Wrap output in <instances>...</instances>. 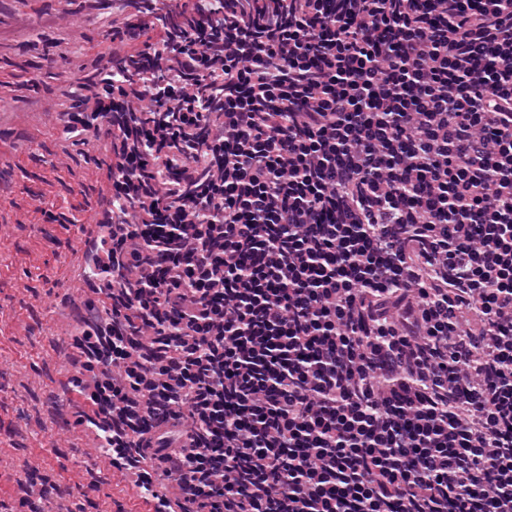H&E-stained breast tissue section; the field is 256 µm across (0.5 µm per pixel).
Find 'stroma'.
I'll use <instances>...</instances> for the list:
<instances>
[{"instance_id": "1", "label": "stroma", "mask_w": 512, "mask_h": 512, "mask_svg": "<svg viewBox=\"0 0 512 512\" xmlns=\"http://www.w3.org/2000/svg\"><path fill=\"white\" fill-rule=\"evenodd\" d=\"M90 3L0 0V512H55L60 502L68 512H150L122 473L88 457L79 410L59 389L75 371L63 332L72 305L112 306L75 261L106 212L111 156L39 118L49 102L76 108L79 85L112 50V14ZM61 11L78 22L71 36L44 22ZM27 476L55 497L28 498Z\"/></svg>"}]
</instances>
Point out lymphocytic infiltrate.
<instances>
[{
    "mask_svg": "<svg viewBox=\"0 0 512 512\" xmlns=\"http://www.w3.org/2000/svg\"><path fill=\"white\" fill-rule=\"evenodd\" d=\"M83 419L152 512H512V0H118ZM147 32L145 50L126 39Z\"/></svg>",
    "mask_w": 512,
    "mask_h": 512,
    "instance_id": "1",
    "label": "lymphocytic infiltrate"
}]
</instances>
